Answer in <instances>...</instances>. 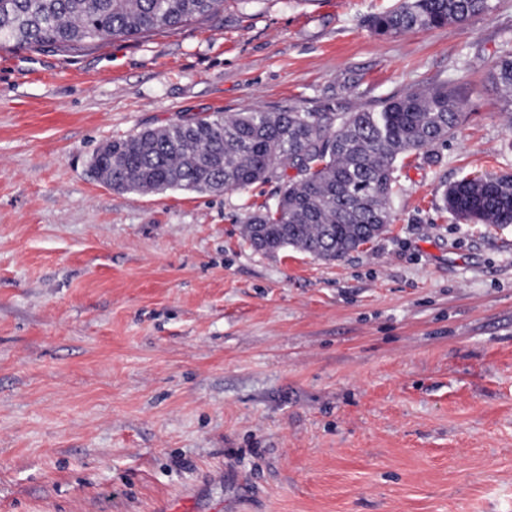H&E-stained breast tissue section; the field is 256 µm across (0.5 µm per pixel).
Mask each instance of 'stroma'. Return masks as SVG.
Masks as SVG:
<instances>
[{"instance_id": "stroma-1", "label": "stroma", "mask_w": 512, "mask_h": 512, "mask_svg": "<svg viewBox=\"0 0 512 512\" xmlns=\"http://www.w3.org/2000/svg\"><path fill=\"white\" fill-rule=\"evenodd\" d=\"M398 0H224L67 55L0 49V512H512V225L442 187L512 174L489 77L512 0L393 37ZM463 100L400 161L386 233L327 263L254 251L270 180L118 193L106 141L214 113Z\"/></svg>"}]
</instances>
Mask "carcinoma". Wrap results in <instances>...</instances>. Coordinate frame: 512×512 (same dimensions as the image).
I'll list each match as a JSON object with an SVG mask.
<instances>
[{"instance_id": "1", "label": "carcinoma", "mask_w": 512, "mask_h": 512, "mask_svg": "<svg viewBox=\"0 0 512 512\" xmlns=\"http://www.w3.org/2000/svg\"><path fill=\"white\" fill-rule=\"evenodd\" d=\"M224 0H0V47L53 46L77 54L116 39H137L208 19ZM492 0H399L368 27L392 37L487 14ZM491 78L509 97L512 50ZM462 99L445 85L418 87L358 112H236L179 120L109 141L93 172L118 193L187 189L222 193L281 181L277 202L251 212V248H286L333 262L358 250L393 222L398 162L458 130ZM295 171L290 177L285 168ZM445 209L468 224H512V174L464 178L443 189Z\"/></svg>"}]
</instances>
